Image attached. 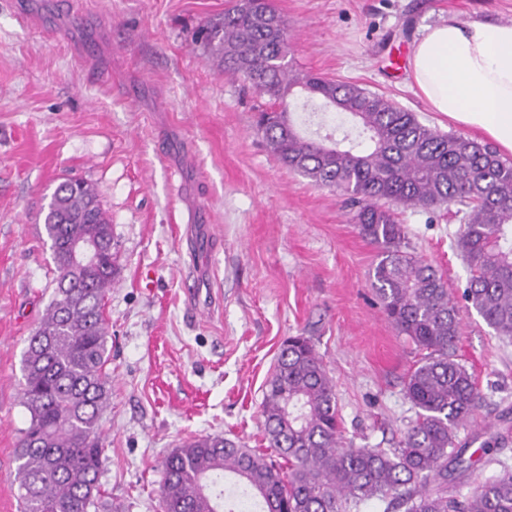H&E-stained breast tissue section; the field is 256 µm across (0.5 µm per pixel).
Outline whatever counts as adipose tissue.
I'll list each match as a JSON object with an SVG mask.
<instances>
[{
	"label": "adipose tissue",
	"mask_w": 512,
	"mask_h": 512,
	"mask_svg": "<svg viewBox=\"0 0 512 512\" xmlns=\"http://www.w3.org/2000/svg\"><path fill=\"white\" fill-rule=\"evenodd\" d=\"M410 77L433 111L512 153V22L427 26L413 43Z\"/></svg>",
	"instance_id": "obj_1"
}]
</instances>
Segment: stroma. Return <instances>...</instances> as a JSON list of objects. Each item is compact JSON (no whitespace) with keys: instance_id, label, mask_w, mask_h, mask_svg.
<instances>
[{"instance_id":"obj_1","label":"stroma","mask_w":512,"mask_h":512,"mask_svg":"<svg viewBox=\"0 0 512 512\" xmlns=\"http://www.w3.org/2000/svg\"><path fill=\"white\" fill-rule=\"evenodd\" d=\"M0 0V512H18L15 451L29 414L22 357L53 297L43 229L57 185H92L119 270L105 299L111 398L101 418L99 512H161L164 457L221 433L267 449L261 404L282 343L310 338L333 380L345 442L395 448L415 418L405 393L421 358L387 320L370 279L378 249L343 196L283 167L255 127L267 98L195 40L228 0ZM30 4L20 25L13 5ZM305 73L386 95L443 133L407 69L426 26L512 21V0H272ZM53 27L68 33L54 40ZM90 65L77 64L73 46ZM456 205L398 217L461 315L454 347L483 402L458 439L500 434L512 463V339L467 306Z\"/></svg>"}]
</instances>
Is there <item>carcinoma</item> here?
Wrapping results in <instances>:
<instances>
[{
  "label": "carcinoma",
  "mask_w": 512,
  "mask_h": 512,
  "mask_svg": "<svg viewBox=\"0 0 512 512\" xmlns=\"http://www.w3.org/2000/svg\"><path fill=\"white\" fill-rule=\"evenodd\" d=\"M202 44L243 78L269 108L257 129L277 161L319 186L349 196L359 234L379 249L372 287L387 319L424 352L405 392L416 419L396 448L342 444L336 393L309 339L283 344L262 404L269 460L238 440L209 435L167 454L161 512H224V475L240 485L231 512H359L370 500L395 512H512V466L461 496L477 460L457 440L481 405L473 376L453 355L460 314L441 275L405 251L396 209L457 204L465 224L456 245L469 269L463 291L497 335L512 339V161L488 144L444 134L387 96L301 73L288 60V22L270 0H231L201 27ZM302 90L356 130L307 135L290 96ZM56 271L54 297L28 339L21 403L30 415L15 454L22 512H92L101 506L100 415L109 404L104 301L118 252L95 189L61 182L44 216ZM106 243L99 263L76 268L70 243Z\"/></svg>",
  "instance_id": "carcinoma-1"
}]
</instances>
